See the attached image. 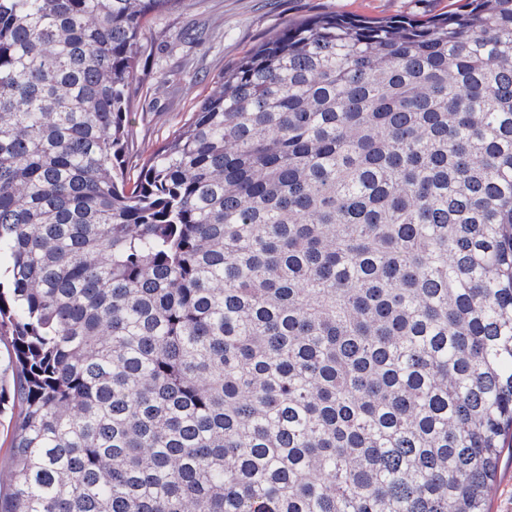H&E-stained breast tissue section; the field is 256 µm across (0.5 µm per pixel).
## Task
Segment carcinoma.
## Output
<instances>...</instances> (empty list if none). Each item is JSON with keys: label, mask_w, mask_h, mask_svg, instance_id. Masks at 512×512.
<instances>
[{"label": "carcinoma", "mask_w": 512, "mask_h": 512, "mask_svg": "<svg viewBox=\"0 0 512 512\" xmlns=\"http://www.w3.org/2000/svg\"><path fill=\"white\" fill-rule=\"evenodd\" d=\"M187 0H0V512H490L512 0L290 24L139 169Z\"/></svg>", "instance_id": "carcinoma-1"}]
</instances>
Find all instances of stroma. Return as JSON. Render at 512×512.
I'll return each mask as SVG.
<instances>
[{
    "label": "stroma",
    "mask_w": 512,
    "mask_h": 512,
    "mask_svg": "<svg viewBox=\"0 0 512 512\" xmlns=\"http://www.w3.org/2000/svg\"><path fill=\"white\" fill-rule=\"evenodd\" d=\"M454 0H190L143 36L129 88L133 114L126 164L135 168L179 128L224 71L284 26L311 17L376 20L444 13Z\"/></svg>",
    "instance_id": "1"
}]
</instances>
